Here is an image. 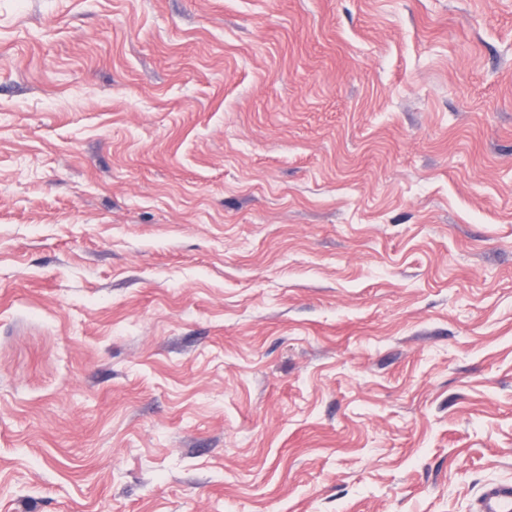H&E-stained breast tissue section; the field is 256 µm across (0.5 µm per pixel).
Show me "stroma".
<instances>
[{
    "label": "stroma",
    "instance_id": "obj_1",
    "mask_svg": "<svg viewBox=\"0 0 512 512\" xmlns=\"http://www.w3.org/2000/svg\"><path fill=\"white\" fill-rule=\"evenodd\" d=\"M493 481L512 0H0V512Z\"/></svg>",
    "mask_w": 512,
    "mask_h": 512
}]
</instances>
